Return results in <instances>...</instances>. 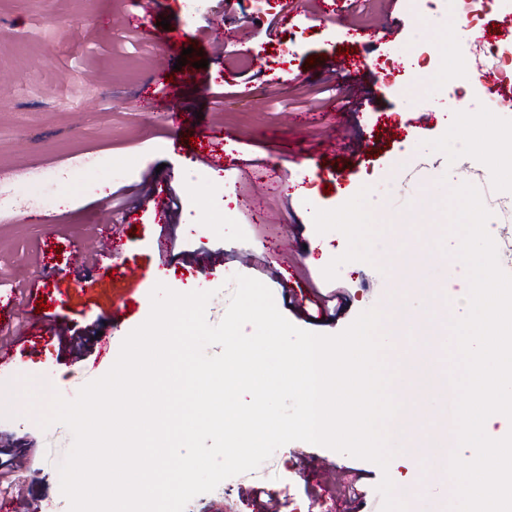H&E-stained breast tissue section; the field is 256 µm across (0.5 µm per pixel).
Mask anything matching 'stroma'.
<instances>
[{
	"label": "stroma",
	"instance_id": "35a3bbf8",
	"mask_svg": "<svg viewBox=\"0 0 512 512\" xmlns=\"http://www.w3.org/2000/svg\"><path fill=\"white\" fill-rule=\"evenodd\" d=\"M169 20L178 44L159 39ZM387 28L370 49L356 31ZM428 34L440 58L436 72L407 67L404 88L391 85L378 60L407 54ZM468 30L443 11H408L403 0H367L342 18L321 17L317 0H281L257 12L253 0H0V172L38 166L52 171L83 151L129 167L111 190L61 184L52 224L22 218L0 222V297L12 299L0 338L13 344L30 320L49 273L82 272V249L100 228L124 242L114 272L92 288L54 294L50 312L87 336H54L18 352L0 367V448L11 451L15 485L1 496L15 512L30 502L69 512L59 466L70 429L41 428L49 391L69 395L104 376L127 335L148 318L156 284L211 292L206 319L218 324L240 274L267 285L278 310L295 326L322 335L346 329L362 311L390 308L402 264L434 285L433 306L411 308L445 318L458 311L446 293L448 275L464 267L433 248L449 189L478 184L485 157L458 148L442 109L458 84L451 64ZM357 49L365 65L339 69L340 48ZM185 66H178V59ZM207 67H200V60ZM188 114L184 140L171 151L162 115L170 102ZM417 118L407 127L409 118ZM215 132L189 145L197 126ZM422 161L423 169L412 166ZM403 179L405 205L394 202L391 176ZM171 201L157 221L152 195ZM414 238L407 254H375L386 227ZM170 254L159 250L162 240ZM323 264L309 263L310 255ZM149 270L139 282L123 264ZM264 487L298 512H356L351 484L376 494L387 469L301 441L274 453Z\"/></svg>",
	"mask_w": 512,
	"mask_h": 512
}]
</instances>
